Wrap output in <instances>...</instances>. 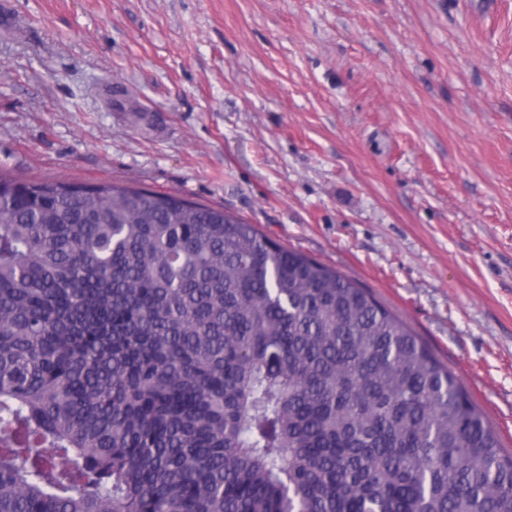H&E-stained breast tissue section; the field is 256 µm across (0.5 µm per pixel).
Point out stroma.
I'll list each match as a JSON object with an SVG mask.
<instances>
[{
  "mask_svg": "<svg viewBox=\"0 0 512 512\" xmlns=\"http://www.w3.org/2000/svg\"><path fill=\"white\" fill-rule=\"evenodd\" d=\"M0 168L178 193L336 267L512 453V0H6Z\"/></svg>",
  "mask_w": 512,
  "mask_h": 512,
  "instance_id": "stroma-1",
  "label": "stroma"
}]
</instances>
